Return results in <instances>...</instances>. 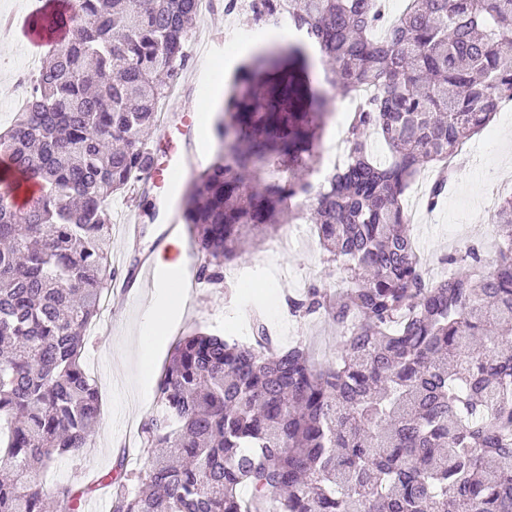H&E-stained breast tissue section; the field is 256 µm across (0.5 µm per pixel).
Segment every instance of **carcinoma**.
I'll return each instance as SVG.
<instances>
[{"mask_svg": "<svg viewBox=\"0 0 512 512\" xmlns=\"http://www.w3.org/2000/svg\"><path fill=\"white\" fill-rule=\"evenodd\" d=\"M280 1L310 43H271L235 71L214 124L221 153L186 184L181 217L197 277L218 287L244 243L314 210L324 260L351 287L314 284L288 308L337 327L336 359L268 350L260 316L250 342L180 339L156 382L162 413L140 429L154 464L137 487L122 464L97 478L109 512H512V197L496 210L495 263L468 245L440 259V277L403 207L423 171L449 169L512 100V0H409L393 22L384 0L252 9L274 25ZM197 2L73 0L27 22L49 50L0 132V185L14 198L36 187L21 212L0 196V512H80L93 491L49 498L31 477L80 455L100 417L81 358L118 275L108 200L147 179L143 133L188 64ZM316 60L344 94L374 90L317 188L328 113ZM447 190L441 174L427 209Z\"/></svg>", "mask_w": 512, "mask_h": 512, "instance_id": "obj_1", "label": "carcinoma"}]
</instances>
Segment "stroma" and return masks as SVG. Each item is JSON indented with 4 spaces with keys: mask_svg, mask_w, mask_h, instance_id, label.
I'll list each match as a JSON object with an SVG mask.
<instances>
[{
    "mask_svg": "<svg viewBox=\"0 0 512 512\" xmlns=\"http://www.w3.org/2000/svg\"><path fill=\"white\" fill-rule=\"evenodd\" d=\"M31 11V0H0V15L14 19V34L0 37V125L8 126L27 95L26 76L35 74L45 56L18 40ZM250 28L246 12H226L225 0H211L208 13L198 15L186 43L189 63L175 80V92L163 106L173 132L170 148L157 151L155 164L165 168L172 151L186 149L189 159L212 163L218 141L212 128L195 125L192 138L182 131L200 106L217 113L223 106L227 82L239 64L259 43ZM504 174L512 182V106H504L494 122L467 143L464 157L448 188V196L434 211H423L419 222L411 224V236L422 259L443 274L439 259L463 246L478 244L487 260H495L498 234L494 217V197L487 187L489 171ZM166 191L159 180L135 183L125 193L112 197L111 262L127 269L135 253L152 248L162 232L156 206ZM136 214L141 234L136 242L123 236L129 214ZM340 274L323 261V251L312 224H301L284 238L276 250L257 244L243 256L227 263L224 285L190 287L186 304L175 328L156 351L147 370L138 366L137 337L151 289H139L136 296L124 297L112 291L101 306L93 330L86 338L83 368L101 397V413L92 433V444L76 459H60L41 474L46 494L63 484L91 482L97 474L115 469L122 454H129L135 472H146L151 448L138 442L143 422L160 410L153 389L175 342L194 329L240 336L249 315L267 317L276 344L288 347L301 342L310 345L320 363L334 361L338 330L321 318L289 314L287 298L310 285H338Z\"/></svg>",
    "mask_w": 512,
    "mask_h": 512,
    "instance_id": "1",
    "label": "stroma"
}]
</instances>
